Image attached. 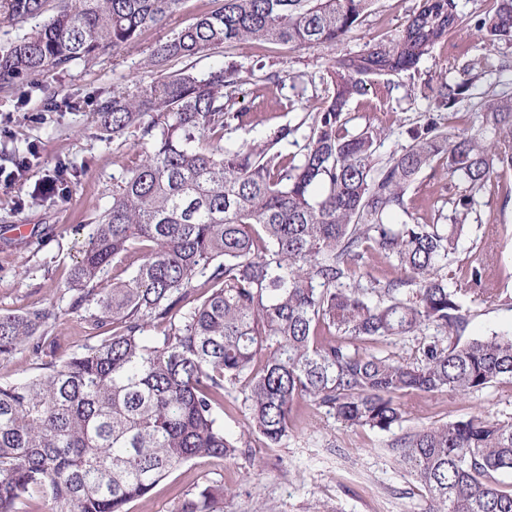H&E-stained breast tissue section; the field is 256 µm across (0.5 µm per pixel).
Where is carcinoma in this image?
I'll return each instance as SVG.
<instances>
[{
    "instance_id": "1",
    "label": "carcinoma",
    "mask_w": 512,
    "mask_h": 512,
    "mask_svg": "<svg viewBox=\"0 0 512 512\" xmlns=\"http://www.w3.org/2000/svg\"><path fill=\"white\" fill-rule=\"evenodd\" d=\"M374 2L222 0L153 50L148 66L161 80L102 102L104 131L137 134L141 160L113 187L68 282L70 309L96 342L0 383V512H29L36 497L47 512H129L182 465L236 457L242 440L224 435L228 384L243 387L248 434L273 445L305 407L389 431L407 395L512 384V331L460 342L461 294L492 298L494 255L476 246L459 258L477 197L512 171V96L483 93L478 124L462 131L430 116L386 158L383 130L348 128L364 77L415 72L468 28L456 0H418L394 37L336 58L319 111L250 145L224 144L251 119L231 111L240 69L219 61L202 75L167 73L223 47H334ZM486 2L475 21L483 47L511 42L512 0ZM181 3L0 0L1 23L47 16L0 44V89L130 47ZM474 84L466 67L440 81L436 112L456 118ZM304 126L299 157L283 154ZM428 169L450 182L448 215L422 224L407 194ZM131 255L136 269L104 283L111 263ZM53 318L0 314V361L39 347ZM431 327L438 335L425 334ZM409 336L419 338L414 361L384 353ZM401 448L428 512H512V484L495 478L512 472V417L479 411L410 434ZM224 493L198 483L179 512H223Z\"/></svg>"
}]
</instances>
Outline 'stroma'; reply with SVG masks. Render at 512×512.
<instances>
[{
	"mask_svg": "<svg viewBox=\"0 0 512 512\" xmlns=\"http://www.w3.org/2000/svg\"><path fill=\"white\" fill-rule=\"evenodd\" d=\"M416 0H376L371 12L341 43L327 48L294 49L282 44L246 45L225 50L224 58L249 71L234 107L254 113L257 123L224 137L240 146L263 138L274 128L299 123L321 107L328 71L336 57L375 45L394 34ZM219 0H183L164 25L146 28L132 47L35 77L18 89H0V167L20 156L29 165L21 182L0 185V314L48 308L55 312L39 352L21 350L0 363V382L39 373L46 362H59L88 343L78 314L71 312L67 290L93 218L106 209L112 188L139 162L133 134L115 139L103 133L97 106L113 91L134 92L159 80L147 60L152 50ZM469 67L475 93L512 94V44L486 50L476 34L463 33L435 46L418 74L373 76L363 94L349 103L350 127L372 126L386 136L381 155L400 150L410 132L433 107L432 86ZM283 74L280 86L264 76ZM441 177L422 173L409 192V208L427 221L443 205ZM472 240L494 249L498 266L491 283L499 302L470 305L465 339L512 329V199L503 190L485 194L469 216ZM404 421L389 431L352 428L325 410H304L293 430L275 448L258 436H245L246 409L240 387L224 391V433L247 437L233 459L189 462L163 479L150 499L130 503L129 512H176L195 484L210 481L228 488L224 512H426L425 490L399 460L398 443L407 433L439 425L477 411L512 417V386L493 384L460 396L408 395L402 399Z\"/></svg>",
	"mask_w": 512,
	"mask_h": 512,
	"instance_id": "obj_1",
	"label": "stroma"
}]
</instances>
